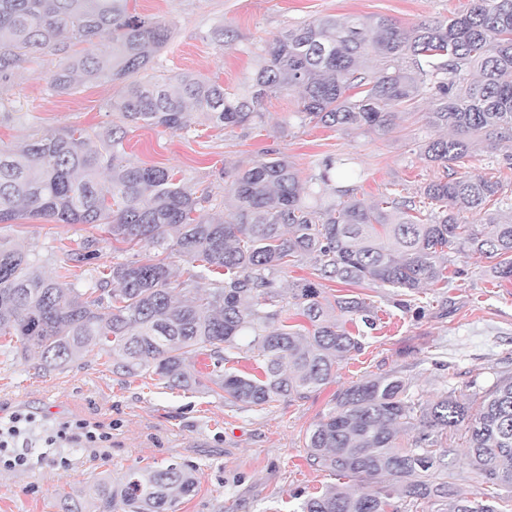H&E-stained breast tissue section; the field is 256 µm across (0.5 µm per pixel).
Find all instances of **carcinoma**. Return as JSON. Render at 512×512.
<instances>
[{
  "label": "carcinoma",
  "mask_w": 512,
  "mask_h": 512,
  "mask_svg": "<svg viewBox=\"0 0 512 512\" xmlns=\"http://www.w3.org/2000/svg\"><path fill=\"white\" fill-rule=\"evenodd\" d=\"M112 33V54L89 50L69 56L49 77L68 94L80 82L122 85L111 103L129 123L186 128L191 105L211 122L237 126L260 116L271 94L301 90V122L338 129L388 133L396 113L431 99L426 124L449 130L419 145L422 158L451 165L480 144L512 139V0H472L452 18L400 28L387 18L325 16L267 43L261 63L240 93L191 73L162 83L139 75L153 68L168 42V26L132 14L128 0H0V81L10 80L24 55L65 53L75 42ZM126 130L112 128L98 141L72 129L46 132L20 146L0 147V223L20 218L62 224H103L112 239L178 255L195 264L191 281L208 280L201 295L174 283L168 264L146 258L115 263L94 288L43 276L40 258L0 242V336H14L22 358L38 354L45 371L65 368L97 351L128 376L152 373L176 388H204L232 404L262 407L302 398L328 384L338 365L362 348L340 321L346 314L369 323L359 297L330 301L317 284L292 288L295 315L275 288L274 275L309 256L318 277L347 285L374 284L419 293L446 281L448 254L464 251L494 258V279H512V198L481 175L432 181L420 197L435 208L424 217L413 197L376 203L357 196L356 185L335 187L336 200L306 202L297 172L285 158L258 160L240 172L232 202L210 213L197 192L169 169L125 159ZM338 158L331 171L347 169ZM108 171L107 183L98 181ZM481 229L459 216L481 212ZM116 285L106 293L109 284ZM243 349L259 374L223 369L227 349ZM204 354L213 370L187 369ZM464 429L465 469L456 472V449L439 441ZM412 432L405 448L398 431ZM308 460L339 483L300 504L301 512H512L495 491L480 498L457 493L455 482L512 486V377L485 391L477 406L453 394L424 399L399 376L374 377L336 393L335 406L311 431ZM196 469L173 462L137 469L118 489L98 484L96 512H175L178 497L196 486ZM366 481L356 494L348 481Z\"/></svg>",
  "instance_id": "obj_1"
}]
</instances>
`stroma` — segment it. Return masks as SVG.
<instances>
[{
	"label": "stroma",
	"instance_id": "35a3bbf8",
	"mask_svg": "<svg viewBox=\"0 0 512 512\" xmlns=\"http://www.w3.org/2000/svg\"><path fill=\"white\" fill-rule=\"evenodd\" d=\"M470 0H130L131 11L171 28L169 42L147 73L154 82L190 72L236 93L256 69L266 43L304 21L325 16L389 18L409 28L466 10ZM231 31L219 47L213 29ZM60 58L53 52L22 57L9 83L0 84V145L14 146L42 132L84 129L105 136L124 124L109 104L120 84H81L56 94L48 77ZM299 92L288 90L262 101L258 119L223 128L196 110L185 130L128 127L126 153L132 162L172 169L186 185L205 189V208H224L236 172L252 162L284 157L301 180L323 171L328 160L349 159L361 171L358 195L372 201L391 193L416 196L448 171L479 174L499 182L512 196V145L480 149L452 168L428 162L419 144L430 136L421 101L418 115L400 114L389 134L343 131L301 124ZM0 240L38 255L50 277L65 276L79 288L94 287L103 270L136 259V251L112 241L96 224H56L19 219L0 224ZM96 241L94 258L81 259L85 241ZM489 259L464 252L450 256L448 285L419 302L391 289L364 283L324 282L327 298L353 294L374 308L361 351L336 369L332 380L306 398L250 408L203 391L166 387L154 374L128 377L87 354L66 368L39 370L36 357L22 359L9 337H0V416L31 414L33 452L63 423H89L110 433L104 448L67 445V465L47 458L26 471H0V512H61L67 499L88 498L101 482L119 484L131 470L185 462L197 468V487L180 498L176 512H299L306 496L336 478L307 459L305 440L334 406L336 393L366 378L398 375L413 391L433 398L451 393L480 400L501 378L512 376V282L486 273Z\"/></svg>",
	"mask_w": 512,
	"mask_h": 512
}]
</instances>
